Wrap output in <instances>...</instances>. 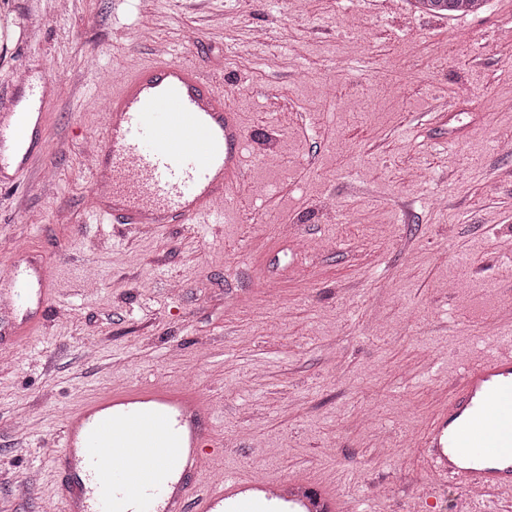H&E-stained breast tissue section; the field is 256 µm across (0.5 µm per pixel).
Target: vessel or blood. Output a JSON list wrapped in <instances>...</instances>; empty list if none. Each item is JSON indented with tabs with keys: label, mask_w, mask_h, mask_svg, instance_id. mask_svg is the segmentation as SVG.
<instances>
[{
	"label": "vessel or blood",
	"mask_w": 512,
	"mask_h": 512,
	"mask_svg": "<svg viewBox=\"0 0 512 512\" xmlns=\"http://www.w3.org/2000/svg\"><path fill=\"white\" fill-rule=\"evenodd\" d=\"M45 97L0 115V183L44 153ZM96 222L217 224L246 179V136L223 83L159 53L112 89L95 138ZM19 308L43 315L54 288L41 271L0 254ZM215 413L198 390L154 381L112 388L64 417L52 465L65 512H335L336 496L271 492L250 475L205 472L200 451L217 447ZM436 479L483 494L512 493V337L459 370L422 441Z\"/></svg>",
	"instance_id": "1"
}]
</instances>
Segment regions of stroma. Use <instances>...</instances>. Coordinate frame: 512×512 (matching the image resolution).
I'll list each match as a JSON object with an SVG mask.
<instances>
[{"instance_id":"35a3bbf8","label":"stroma","mask_w":512,"mask_h":512,"mask_svg":"<svg viewBox=\"0 0 512 512\" xmlns=\"http://www.w3.org/2000/svg\"><path fill=\"white\" fill-rule=\"evenodd\" d=\"M302 2L0 0V102L22 73L52 99L44 156L0 188V239L46 259L60 310L0 347V512H44L67 412L155 380L212 401L225 471L313 480L360 512H455L464 489L407 439L484 326L512 323V154L495 149L512 141V0ZM161 44L241 114L240 204L223 224L89 223L86 143ZM420 8L438 14L474 13L484 7L487 0H414Z\"/></svg>"}]
</instances>
